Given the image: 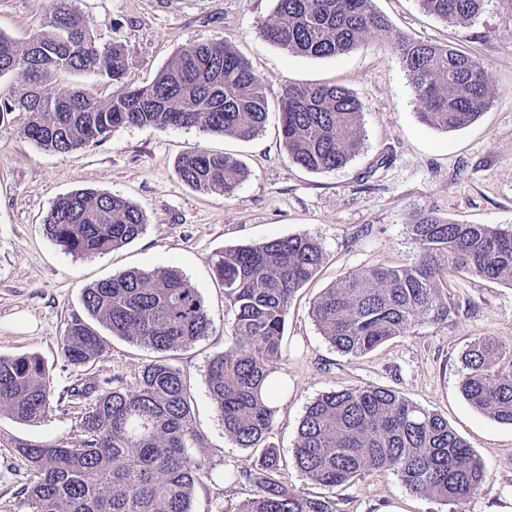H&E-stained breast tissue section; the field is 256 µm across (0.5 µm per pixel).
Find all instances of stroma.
Masks as SVG:
<instances>
[{"label":"stroma","instance_id":"stroma-1","mask_svg":"<svg viewBox=\"0 0 512 512\" xmlns=\"http://www.w3.org/2000/svg\"><path fill=\"white\" fill-rule=\"evenodd\" d=\"M92 22L99 46L124 45L129 72L154 80L190 40L231 41L263 80L268 112L254 139L202 128L120 127L103 141L68 153L36 147L23 135L26 115L0 118V357L39 355L49 369L53 410L35 424L0 412V512H24L17 491L34 473L16 452L23 442L77 444L80 409L68 389L79 376L101 385L134 384L154 352L103 332L105 352L93 365L65 362L60 338L82 313V292L113 274L136 269L178 270L202 294L211 330L168 361L185 375L195 423L204 442L193 455L208 474L196 489L193 512H235L253 489L225 481L249 468L258 451L224 434L207 385V366L231 342L233 312L213 275L224 249L306 233L324 253L317 276L288 307L281 374L288 388L268 436L288 466L282 477L309 496L333 500L336 512H512V426L474 410L460 384L462 353L483 337L512 349V288L449 274L447 321L424 324L375 351L353 357L333 348L311 315L314 300L340 275L383 263L397 266L414 253L409 224L433 214L459 224L512 229V10L486 0L459 25L425 14L418 0H374L394 35L451 45L477 58L493 86L488 107L468 126L448 132L423 124L419 105L391 41H366L349 53L310 58L264 39L260 28L275 0H74ZM53 0H0V34L25 46L53 10ZM341 85L362 105L363 147L345 167L310 172L287 158L281 136L283 84ZM199 147L241 160L247 178L232 197L203 193L176 171L179 156ZM92 189L119 195L143 212L144 233L120 249L81 259L44 231L43 218L66 194ZM385 386L438 412L483 460L487 488L460 503L411 493L388 471L329 488L292 466L298 427L324 392Z\"/></svg>","mask_w":512,"mask_h":512}]
</instances>
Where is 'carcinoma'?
Listing matches in <instances>:
<instances>
[{
	"mask_svg": "<svg viewBox=\"0 0 512 512\" xmlns=\"http://www.w3.org/2000/svg\"><path fill=\"white\" fill-rule=\"evenodd\" d=\"M372 2L276 0L262 34L289 53L340 57L363 41L391 38L387 19ZM418 2L430 15L464 24L485 0ZM393 45L422 123L455 130L487 107L491 87L478 59L404 36ZM128 70L123 46L99 47L73 0H55L44 29L25 47L0 34V77H14L12 94L0 100V116L26 113L25 138L55 153L102 141L122 126L199 127L241 140L263 128V82L227 40L186 43L149 84H134ZM75 72L107 78L121 91L100 99L53 85L55 78ZM361 109L340 85H283L279 111L288 160L311 172L345 166L364 141ZM177 172L190 187L226 197L248 175L239 160L196 147L182 154ZM43 224L65 250L94 258L137 239L146 219L119 195L83 191L59 198ZM410 235L411 262L345 274L314 301L312 317L337 350L362 356L419 325L448 320L443 281L450 273L512 287V230L421 214L410 224ZM323 261L319 243L302 233L229 248L213 262L234 320L231 343L208 364L209 392L224 433L241 448L260 449L256 467L229 475L254 487L237 512H335L331 500L282 481L277 450L266 443L287 388L278 371L288 307ZM83 306L112 335L159 357L133 385L106 388L90 377L72 388V399L88 401L79 444L16 448L36 474L18 491L26 512H192L196 488L208 475L191 453L203 436L194 427L184 375L163 354L208 335L201 293L174 269L130 270L85 288ZM60 348L76 367L96 362L105 350L102 337L79 315L68 321ZM461 362V392L468 403L512 425V350L484 337ZM51 402L50 375L40 357L0 358L1 411L38 423L52 410ZM293 463L311 482L331 488L392 470L411 492L452 502L488 483L484 462L445 417L370 384L325 392L307 406Z\"/></svg>",
	"mask_w": 512,
	"mask_h": 512,
	"instance_id": "cac0c4a2",
	"label": "carcinoma"
}]
</instances>
